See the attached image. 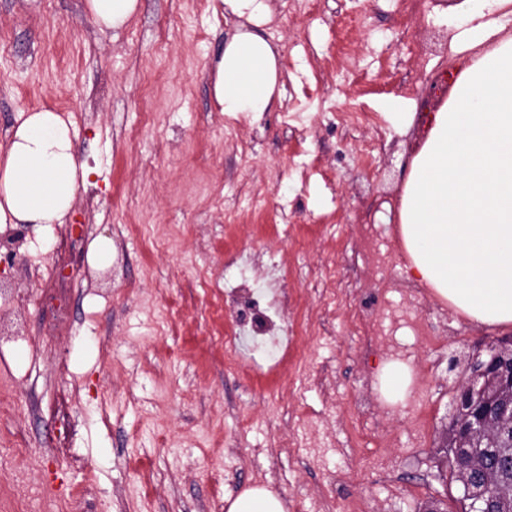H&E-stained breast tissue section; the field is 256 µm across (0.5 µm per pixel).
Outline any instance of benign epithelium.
Masks as SVG:
<instances>
[{
  "label": "benign epithelium",
  "instance_id": "1",
  "mask_svg": "<svg viewBox=\"0 0 512 512\" xmlns=\"http://www.w3.org/2000/svg\"><path fill=\"white\" fill-rule=\"evenodd\" d=\"M512 353V339L469 354L465 377L455 386L452 414L442 440L454 446L471 447L477 439L493 435L499 439L512 432V363L502 364L504 353ZM467 512H492L493 501L476 491L465 476L457 487Z\"/></svg>",
  "mask_w": 512,
  "mask_h": 512
}]
</instances>
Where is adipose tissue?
Here are the masks:
<instances>
[{
    "label": "adipose tissue",
    "instance_id": "obj_1",
    "mask_svg": "<svg viewBox=\"0 0 512 512\" xmlns=\"http://www.w3.org/2000/svg\"><path fill=\"white\" fill-rule=\"evenodd\" d=\"M238 26L215 63L213 92L224 115L260 119L276 103L279 53L258 34L271 0H223ZM512 0H459L465 26L450 47L458 77L428 117L401 197L400 233L419 281L476 325L512 329V33L496 11ZM70 118L42 109L22 113L0 141V226L38 230L66 223L89 175L78 165ZM409 364L391 360L378 390L405 401Z\"/></svg>",
    "mask_w": 512,
    "mask_h": 512
}]
</instances>
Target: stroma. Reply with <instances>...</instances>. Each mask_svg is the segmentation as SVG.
Wrapping results in <instances>:
<instances>
[{
  "label": "stroma",
  "mask_w": 512,
  "mask_h": 512,
  "mask_svg": "<svg viewBox=\"0 0 512 512\" xmlns=\"http://www.w3.org/2000/svg\"><path fill=\"white\" fill-rule=\"evenodd\" d=\"M423 3L271 0L259 32L285 79L254 123L214 100L211 64L236 26L220 0H139L118 29L85 0H0V141L21 113L69 114L90 172L67 223L27 232L0 267V512H225L259 484L288 512H452L439 468L452 391L473 349L505 332L405 273L400 200L423 131L400 133L382 105L435 98L460 22L446 0ZM371 224L387 228L394 268L367 266ZM102 243L110 258L93 264ZM70 262L83 275L59 311L45 283ZM242 273L294 332L280 363L221 309ZM410 291L434 341L398 337L413 381L382 416L393 462L380 474L349 419L378 401L385 354L354 322L370 296ZM326 428L335 453L292 447Z\"/></svg>",
  "instance_id": "35a3bbf8"
}]
</instances>
